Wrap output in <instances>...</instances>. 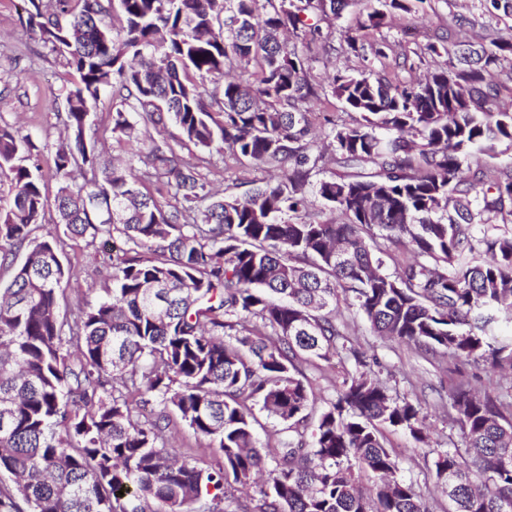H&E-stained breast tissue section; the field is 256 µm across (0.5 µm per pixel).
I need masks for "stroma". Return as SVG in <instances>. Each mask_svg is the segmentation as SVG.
I'll return each mask as SVG.
<instances>
[{"instance_id":"1","label":"stroma","mask_w":512,"mask_h":512,"mask_svg":"<svg viewBox=\"0 0 512 512\" xmlns=\"http://www.w3.org/2000/svg\"><path fill=\"white\" fill-rule=\"evenodd\" d=\"M24 5V0H0V125L18 127L31 134L37 149L30 164L37 167L43 191L52 198L59 187L53 158L57 147L66 140L62 123L64 97L73 75L62 56L50 52L37 32L21 24ZM479 11V0H432L426 12L415 15L417 37H403L396 28L389 31L392 49L387 58L373 60V68L397 74L399 80L406 81L411 74L401 68L402 60L418 63L423 71L444 65V58L420 57L428 35L447 33L452 15L469 16ZM119 106V101H105L90 118L92 128L106 142L105 159L115 162L129 156L133 149L126 139L111 133L112 114ZM269 177V172L240 167L229 161L208 172L207 181L216 191L229 187L242 194ZM64 261L72 269L65 291V301L72 306L81 298L96 296L107 283L112 248L103 246L100 257L93 260L88 256L84 240H71L65 247ZM348 318L350 344L365 351L367 356L377 357L382 365V377L391 392L422 403L429 428L427 443H415L409 433L401 429L388 428L384 434L387 447L400 456L401 477L412 482L429 499L431 506H438L443 496L434 482V457L448 445L463 442L459 428L449 424L440 407L439 396L447 392L449 376L462 374L477 389L490 393L511 390L512 374L505 376L484 365L432 358L413 346L372 335L357 313H349ZM172 434L175 446L189 462L202 468L216 465L218 456L207 440L195 435L181 420H174Z\"/></svg>"}]
</instances>
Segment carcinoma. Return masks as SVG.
<instances>
[{"label": "carcinoma", "instance_id": "1", "mask_svg": "<svg viewBox=\"0 0 512 512\" xmlns=\"http://www.w3.org/2000/svg\"><path fill=\"white\" fill-rule=\"evenodd\" d=\"M71 2L28 0L26 17L78 74L54 205L26 165L30 135L0 127V512H430L382 433L425 442L421 403L392 395L352 346L331 399L297 363L336 353L343 303L376 336L512 369V339L498 338L512 324V161L488 162L512 150L499 102L512 36L477 38L484 22L454 16L459 36L426 46L445 66L407 83L369 57H388L386 31L426 0H78L76 14ZM481 2L485 17L512 16V0ZM348 8L344 53L364 65L336 67L324 88L313 55L334 49ZM115 9L117 28L104 21ZM323 95L355 118L327 120L337 169L315 181L308 106ZM107 97L121 99L111 132L147 142L110 167L87 136ZM186 143L278 177L217 197ZM51 207L70 239L123 242L112 286L72 313L60 234L34 235ZM399 246L415 259L389 272ZM152 399L153 415L135 413ZM257 404L280 435L256 433ZM174 414L221 452L217 467L179 458ZM448 421L465 440L434 461L448 512H512V395L462 379Z\"/></svg>", "mask_w": 512, "mask_h": 512}]
</instances>
